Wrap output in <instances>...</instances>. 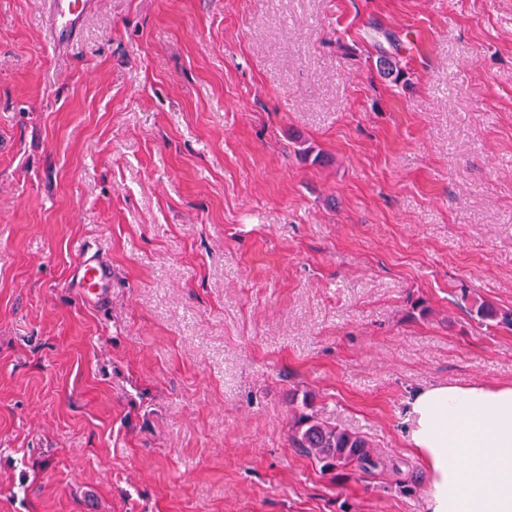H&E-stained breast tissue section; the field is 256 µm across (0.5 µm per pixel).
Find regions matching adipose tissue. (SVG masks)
Wrapping results in <instances>:
<instances>
[{
    "label": "adipose tissue",
    "instance_id": "1",
    "mask_svg": "<svg viewBox=\"0 0 512 512\" xmlns=\"http://www.w3.org/2000/svg\"><path fill=\"white\" fill-rule=\"evenodd\" d=\"M407 442L428 473V512H512V385L413 393Z\"/></svg>",
    "mask_w": 512,
    "mask_h": 512
}]
</instances>
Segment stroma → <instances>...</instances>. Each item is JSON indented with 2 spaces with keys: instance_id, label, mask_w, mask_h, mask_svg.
Instances as JSON below:
<instances>
[{
  "instance_id": "35a3bbf8",
  "label": "stroma",
  "mask_w": 512,
  "mask_h": 512,
  "mask_svg": "<svg viewBox=\"0 0 512 512\" xmlns=\"http://www.w3.org/2000/svg\"><path fill=\"white\" fill-rule=\"evenodd\" d=\"M476 298L512 311V0H96L64 47L0 0V512H427L406 399L512 383ZM305 398L416 494L294 448ZM377 72L394 83H403L406 81L405 69L400 65L399 61L392 56H388L383 52L379 54L376 61ZM112 278L110 266L104 262L91 247L80 245L77 249V260L66 288H76L82 301L102 300L105 288Z\"/></svg>"
}]
</instances>
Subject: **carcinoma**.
I'll return each instance as SVG.
<instances>
[{
    "label": "carcinoma",
    "instance_id": "1",
    "mask_svg": "<svg viewBox=\"0 0 512 512\" xmlns=\"http://www.w3.org/2000/svg\"><path fill=\"white\" fill-rule=\"evenodd\" d=\"M376 69L382 77L396 84L406 81L405 69L392 56L379 54ZM476 318L480 326L489 327L493 322L512 326V311L502 312L484 301L476 306ZM291 432L295 447L316 461L322 471L333 474L338 482L353 474H373L386 466L384 457L366 438L331 426L313 413H296Z\"/></svg>",
    "mask_w": 512,
    "mask_h": 512
}]
</instances>
